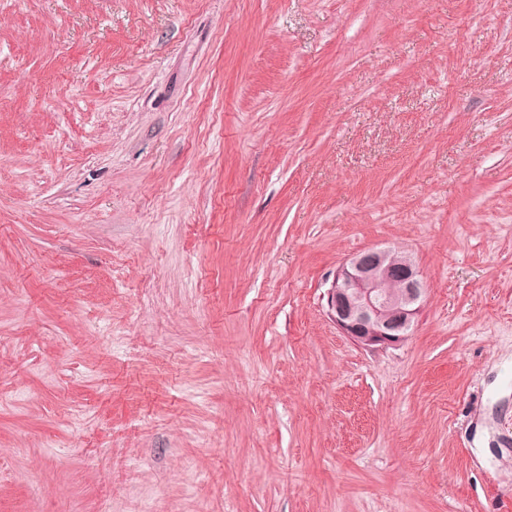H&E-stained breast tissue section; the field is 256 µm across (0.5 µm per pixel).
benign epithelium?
I'll use <instances>...</instances> for the list:
<instances>
[{
    "mask_svg": "<svg viewBox=\"0 0 512 512\" xmlns=\"http://www.w3.org/2000/svg\"><path fill=\"white\" fill-rule=\"evenodd\" d=\"M424 293L420 270L408 255L366 249L336 270L326 315L360 347L396 346L412 333Z\"/></svg>",
    "mask_w": 512,
    "mask_h": 512,
    "instance_id": "1",
    "label": "benign epithelium"
}]
</instances>
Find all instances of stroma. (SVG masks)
<instances>
[{"label": "stroma", "instance_id": "1", "mask_svg": "<svg viewBox=\"0 0 512 512\" xmlns=\"http://www.w3.org/2000/svg\"><path fill=\"white\" fill-rule=\"evenodd\" d=\"M509 507L512 0H0V512ZM425 289L408 255L366 249L336 270L327 290L326 315L360 347L396 346L412 333Z\"/></svg>", "mask_w": 512, "mask_h": 512}]
</instances>
